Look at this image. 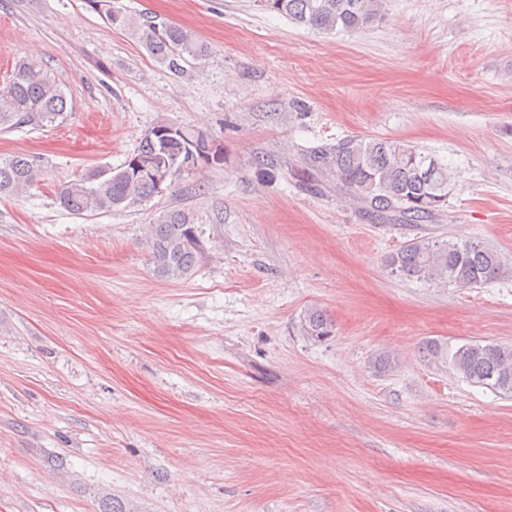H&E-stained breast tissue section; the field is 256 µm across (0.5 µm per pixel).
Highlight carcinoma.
Returning <instances> with one entry per match:
<instances>
[{
	"label": "carcinoma",
	"instance_id": "obj_1",
	"mask_svg": "<svg viewBox=\"0 0 512 512\" xmlns=\"http://www.w3.org/2000/svg\"><path fill=\"white\" fill-rule=\"evenodd\" d=\"M270 12L317 31H363L381 19L385 0H258ZM107 21L134 35L144 48L171 71L182 74L191 61L208 55V47L191 32L158 23L148 15H130L117 0H89ZM67 98L55 78L41 63L27 57L16 62L9 80L0 85V133L55 123L65 117ZM205 153L199 165L184 169L189 147ZM220 160L218 148L202 131L160 121L148 130L138 148L115 168L93 170L60 190V205L73 215L106 213L143 205L159 194L160 180L175 182ZM315 167L325 166L336 181L382 218L419 224L446 205L452 190L448 165L405 141L354 137L333 150L309 154ZM146 172L135 174V164ZM40 157L29 154L0 159V196L22 193L44 180ZM200 240L189 215L171 211L152 225L150 260L161 277L178 279L190 274L201 257ZM397 275L436 285L476 288L507 274L500 254L474 241L416 237L386 258ZM302 329L308 336L324 338L333 333L332 320L320 309L305 312ZM423 358L430 364L446 363L468 383L500 395L512 396V346L471 341L448 353L438 340L423 344Z\"/></svg>",
	"mask_w": 512,
	"mask_h": 512
}]
</instances>
